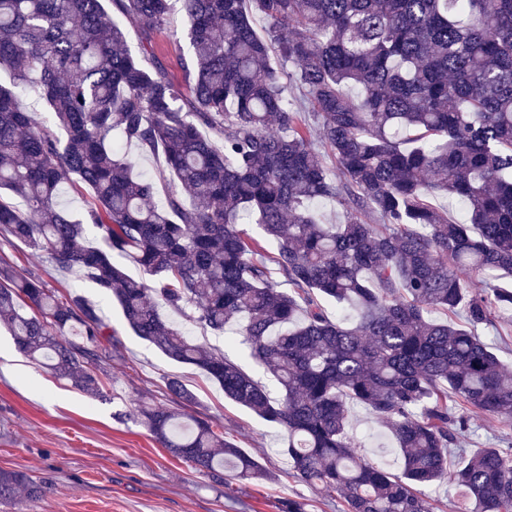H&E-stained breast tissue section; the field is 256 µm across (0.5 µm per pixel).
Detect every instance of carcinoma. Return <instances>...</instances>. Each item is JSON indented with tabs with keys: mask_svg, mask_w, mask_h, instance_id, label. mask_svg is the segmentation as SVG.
<instances>
[{
	"mask_svg": "<svg viewBox=\"0 0 512 512\" xmlns=\"http://www.w3.org/2000/svg\"><path fill=\"white\" fill-rule=\"evenodd\" d=\"M177 4L189 22L180 80L156 54ZM112 5L139 29V54L103 0H0V71L10 76L0 84V191L17 199L0 200V232L60 273L83 272L135 336L284 428L296 477L344 512H434L422 487L450 477L460 439L486 418L512 422V371L446 319L512 317V289L493 284L512 274V0ZM29 85L64 136L20 105ZM131 146L162 156L164 200ZM76 181L93 194L81 218L59 202ZM436 190L464 205L463 221L430 202ZM322 200L347 220L323 223L313 209ZM126 261L145 278L128 276ZM326 302L352 307L354 320L329 318ZM161 304L246 351L281 395L184 335ZM0 320L21 354L99 394L97 369L117 340L86 299L3 264ZM168 388L195 403L179 379ZM352 403L391 431L400 473L358 451ZM181 418L163 404L137 410L172 456L215 482L274 480L208 421ZM450 478L466 512H512V443L482 449ZM46 493L0 469V504Z\"/></svg>",
	"mask_w": 512,
	"mask_h": 512,
	"instance_id": "carcinoma-1",
	"label": "carcinoma"
}]
</instances>
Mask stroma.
Returning <instances> with one entry per match:
<instances>
[{"label":"stroma","instance_id":"35a3bbf8","mask_svg":"<svg viewBox=\"0 0 512 512\" xmlns=\"http://www.w3.org/2000/svg\"><path fill=\"white\" fill-rule=\"evenodd\" d=\"M0 262L44 280L59 294L98 305L119 340L111 360L100 365V395L90 396L25 359L0 323V468L26 472L48 486L44 498L0 505V512H278L285 498L308 500L310 512H342L340 501L290 475L278 453L283 428L225 399L217 383L135 336L118 305L92 281L75 272L57 274L43 253L2 233ZM171 377L197 397L182 413L209 420L274 471L276 481L224 489L136 424L140 402H169ZM350 424L368 459L398 470L395 439L367 409L351 405Z\"/></svg>","mask_w":512,"mask_h":512}]
</instances>
